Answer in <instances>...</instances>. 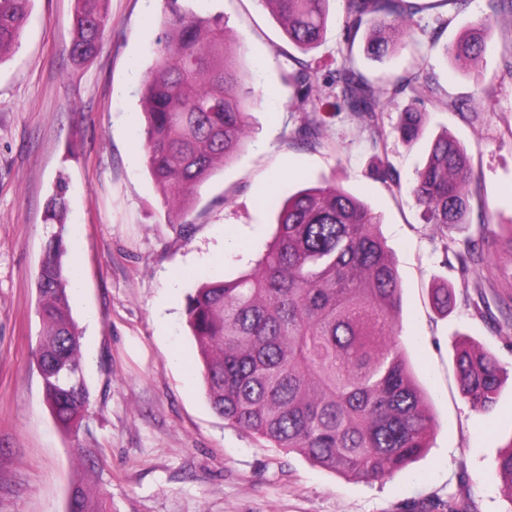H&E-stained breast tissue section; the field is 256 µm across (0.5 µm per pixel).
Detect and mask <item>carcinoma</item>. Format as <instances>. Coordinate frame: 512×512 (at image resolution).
<instances>
[{
  "mask_svg": "<svg viewBox=\"0 0 512 512\" xmlns=\"http://www.w3.org/2000/svg\"><path fill=\"white\" fill-rule=\"evenodd\" d=\"M30 0H0V59L19 42ZM281 20L288 43L307 53L323 37L331 0H261ZM70 57L84 64L100 50L111 26L108 0H75ZM345 29L375 17L368 52L383 58L398 45L401 23H413L421 0H344ZM493 36L491 16H477L445 47L447 57L476 65ZM224 15H200L167 0L161 47L143 83L144 147L150 176L159 186L168 223L179 224L196 189L242 149L254 95L230 90L242 83L236 55L226 51ZM293 61L285 82L295 90L297 138L320 143L326 117L317 107L325 91L339 110L379 133L376 120L397 84L372 81L349 57L340 66L316 59ZM405 79L415 99L422 57ZM398 131L412 142L422 133V113H401ZM473 179L466 147L446 134L435 138L412 192L429 224H466ZM268 206L275 231L250 268L231 279L205 282L186 297L187 324L196 344L205 394L231 425L271 446L358 480L382 479L428 447L433 416L400 346L396 316L401 283L395 262L377 232L379 216L362 200L332 184L298 190ZM67 185L60 180L46 212L58 231L50 239L36 280L43 323L38 365L43 393L57 424L76 429L89 404L82 334L72 317L71 269L63 258L67 236ZM463 269L479 266L484 252L466 244ZM433 307L448 311L452 289H431ZM463 400L489 411L501 389L495 355L470 341L455 348ZM504 495L512 501V440L496 459ZM66 512H105L103 497L84 480L70 488Z\"/></svg>",
  "mask_w": 512,
  "mask_h": 512,
  "instance_id": "cac0c4a2",
  "label": "carcinoma"
}]
</instances>
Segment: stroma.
<instances>
[{"label":"stroma","mask_w":512,"mask_h":512,"mask_svg":"<svg viewBox=\"0 0 512 512\" xmlns=\"http://www.w3.org/2000/svg\"><path fill=\"white\" fill-rule=\"evenodd\" d=\"M223 13L231 45L255 91L253 129L237 157L197 190L190 234L169 223L146 167L141 88L157 55L164 0H109L112 29L82 66L69 56L74 0H31L19 44L0 59V512H66L80 478L108 512H404L409 501L468 502L471 512H512L496 468L512 440V326L496 308L512 295V256L494 251L462 273L455 250L512 224V12L494 15L482 78L447 60L446 44L487 0L426 11L396 51H366L369 26L344 30L333 0L316 58L346 53L371 78L410 77L413 57L434 91L398 92L379 117L382 139L334 112L320 146L302 147L283 81L291 66L281 22L261 0H186ZM427 115L419 139L396 130L401 112ZM449 133L469 152L470 221L426 223L412 194L432 139ZM394 179H380L377 166ZM69 182L67 222L78 246L69 285L82 332L89 405L77 431H63L43 397L35 352L42 323L35 276L56 228L45 221L58 177ZM331 182L367 202L402 282L399 342L430 398V446L407 469L351 480L235 428L207 401L186 323L192 285L232 278L270 239L266 201ZM448 284L455 304L434 311L430 288ZM463 337L499 359L503 385L493 411L462 399L454 366ZM96 457L85 476L79 451Z\"/></svg>","instance_id":"obj_1"}]
</instances>
